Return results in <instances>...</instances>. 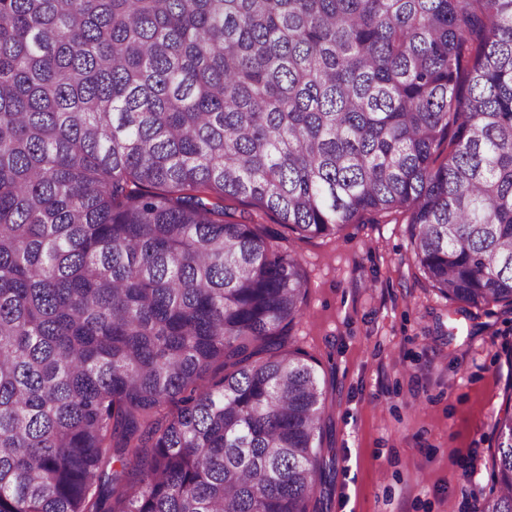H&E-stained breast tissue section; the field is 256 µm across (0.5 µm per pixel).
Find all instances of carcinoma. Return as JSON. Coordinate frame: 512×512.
<instances>
[{
    "label": "carcinoma",
    "instance_id": "cac0c4a2",
    "mask_svg": "<svg viewBox=\"0 0 512 512\" xmlns=\"http://www.w3.org/2000/svg\"><path fill=\"white\" fill-rule=\"evenodd\" d=\"M399 211L441 296L512 307V0H0V512H317L261 218ZM493 429L476 512H512Z\"/></svg>",
    "mask_w": 512,
    "mask_h": 512
}]
</instances>
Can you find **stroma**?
Segmentation results:
<instances>
[{
	"label": "stroma",
	"mask_w": 512,
	"mask_h": 512,
	"mask_svg": "<svg viewBox=\"0 0 512 512\" xmlns=\"http://www.w3.org/2000/svg\"><path fill=\"white\" fill-rule=\"evenodd\" d=\"M264 223L307 273L292 334L326 382L329 512H475L492 486L493 417L512 399V308L439 296L404 220L334 240Z\"/></svg>",
	"instance_id": "obj_1"
}]
</instances>
